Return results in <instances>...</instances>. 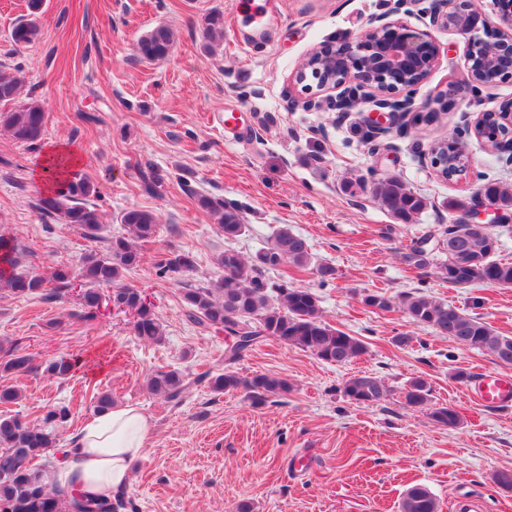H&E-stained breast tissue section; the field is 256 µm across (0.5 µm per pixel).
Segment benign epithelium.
I'll use <instances>...</instances> for the list:
<instances>
[{
    "instance_id": "1",
    "label": "benign epithelium",
    "mask_w": 512,
    "mask_h": 512,
    "mask_svg": "<svg viewBox=\"0 0 512 512\" xmlns=\"http://www.w3.org/2000/svg\"><path fill=\"white\" fill-rule=\"evenodd\" d=\"M492 4L493 20L489 25L495 28L494 40L471 38L467 55V84L477 89H491L512 79V0H492ZM468 18L482 19L481 14L471 9L468 0H433L432 24L453 27L467 34L469 28L465 20ZM439 52L440 46L427 32L385 14L375 18L363 34L311 53L295 81L308 91L313 87L306 83L310 75L318 89L336 91L333 107L338 112L351 111L360 101L356 92L369 90L374 106L386 111V121L371 122L370 132L379 138L388 134L389 122L409 111L408 103L395 94L402 87L423 83L435 66ZM499 111L503 112L502 129L496 128L489 135L485 132V123L476 120L470 125V131L512 163V104L500 106ZM447 147L461 157L463 170L470 167L469 156L465 155L459 140L441 141L431 149L430 164L444 179L448 178ZM465 223L473 230H480L491 224H511L512 214L481 197Z\"/></svg>"
}]
</instances>
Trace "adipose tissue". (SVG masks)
Returning a JSON list of instances; mask_svg holds the SVG:
<instances>
[{"label": "adipose tissue", "mask_w": 512, "mask_h": 512, "mask_svg": "<svg viewBox=\"0 0 512 512\" xmlns=\"http://www.w3.org/2000/svg\"><path fill=\"white\" fill-rule=\"evenodd\" d=\"M151 431L150 418L135 405H117L95 414L72 438L70 460L53 470L52 483L76 497L112 499L122 495Z\"/></svg>", "instance_id": "ef3b65f1"}]
</instances>
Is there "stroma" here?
Instances as JSON below:
<instances>
[{"instance_id":"obj_1","label":"stroma","mask_w":512,"mask_h":512,"mask_svg":"<svg viewBox=\"0 0 512 512\" xmlns=\"http://www.w3.org/2000/svg\"><path fill=\"white\" fill-rule=\"evenodd\" d=\"M431 4L44 0L39 34L23 47L11 33L28 17L27 0H0V70H21L19 103L37 102L46 114L37 147L0 136V235L17 239L29 268L42 275L104 251L105 242L87 241L34 207L42 192L35 171L48 149L75 148L78 172L98 187L108 235L122 233L118 216L126 208L158 217L157 235L143 245L141 264L125 272L124 282L146 294L166 332L163 343L148 345L134 336L124 313L71 319L79 308L73 294L60 302L2 297L0 338L19 342L40 362L79 354L85 364L68 380L9 376L0 378V387L21 390L8 410L31 420L47 403L69 406L71 419L59 432L65 443L94 415L98 392H111L114 404L140 406L153 430L124 494L136 512H237L242 502L252 512H399L405 491L416 484L435 495L439 512H457L463 499L481 512H512V493L494 482L496 473L512 470V406H483L453 377L459 369L512 374V365L413 325L399 305L404 294L422 291L512 336V286L448 287L431 270L445 258L438 249L423 271L400 260L411 241L458 220L449 199L471 200L490 180L512 185V165L466 131L478 115L512 100V79L468 88V37L430 26ZM257 9L272 19L260 30L250 22ZM212 12L222 14L224 29L210 55L202 24ZM386 13L430 32L440 46L427 81L401 92L411 101L405 131L372 137V105L342 114L325 91L287 106L289 80L312 50L355 37ZM161 24L174 34L173 53L158 62L139 60L138 38ZM228 111L241 114L240 130L225 132ZM452 137L471 158L460 181L438 177L424 160L434 142ZM152 169L164 181L148 194L140 189L141 175ZM389 176L427 200L409 222L393 220L371 192L345 190L351 182ZM201 195L237 205L245 235L225 240L214 216L198 207ZM283 226L304 237L313 254L295 286L316 293L324 319L360 339L366 351L336 365L266 339L233 369L243 377L287 379L291 390L255 405L243 390L210 388L207 374L225 368L224 336L186 320L182 287L217 282L224 248L253 256ZM171 249L196 260L179 283L154 266ZM322 265L334 268L332 279H321ZM372 292L389 297L392 310L365 305ZM401 334L411 343L396 345ZM172 369L189 381L175 405L146 385L151 373ZM356 374L384 379L390 397L375 406L349 400L343 384ZM415 378L427 380L433 402L457 411V427L403 405L401 392Z\"/></svg>"}]
</instances>
